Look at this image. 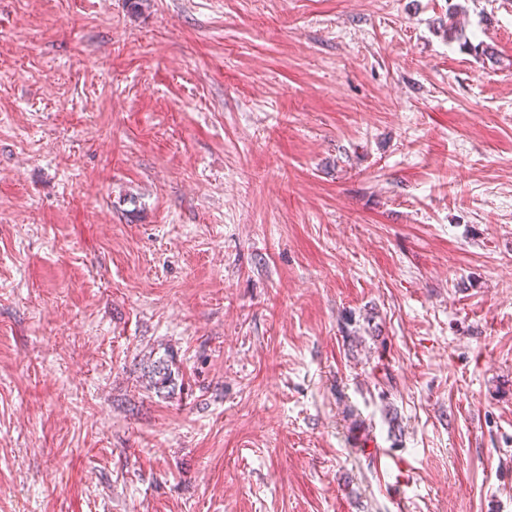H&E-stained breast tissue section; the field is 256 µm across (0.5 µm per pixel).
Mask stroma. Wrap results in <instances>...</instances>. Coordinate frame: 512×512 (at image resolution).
I'll return each mask as SVG.
<instances>
[{"label": "stroma", "mask_w": 512, "mask_h": 512, "mask_svg": "<svg viewBox=\"0 0 512 512\" xmlns=\"http://www.w3.org/2000/svg\"><path fill=\"white\" fill-rule=\"evenodd\" d=\"M0 512H512V0H0Z\"/></svg>", "instance_id": "obj_1"}]
</instances>
